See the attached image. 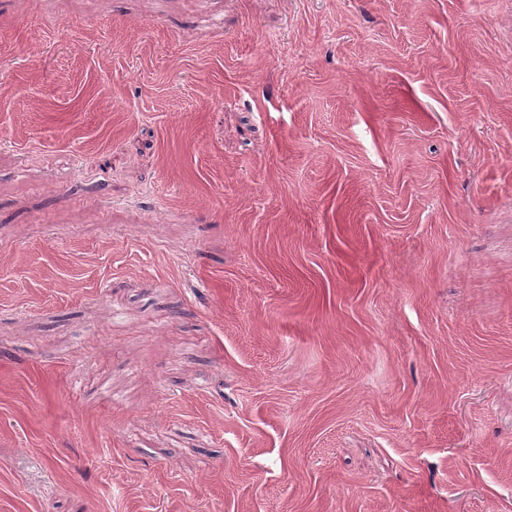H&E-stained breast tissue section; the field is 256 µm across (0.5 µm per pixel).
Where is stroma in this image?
Wrapping results in <instances>:
<instances>
[{"label":"stroma","instance_id":"35a3bbf8","mask_svg":"<svg viewBox=\"0 0 512 512\" xmlns=\"http://www.w3.org/2000/svg\"><path fill=\"white\" fill-rule=\"evenodd\" d=\"M0 512H512V0H0Z\"/></svg>","mask_w":512,"mask_h":512}]
</instances>
